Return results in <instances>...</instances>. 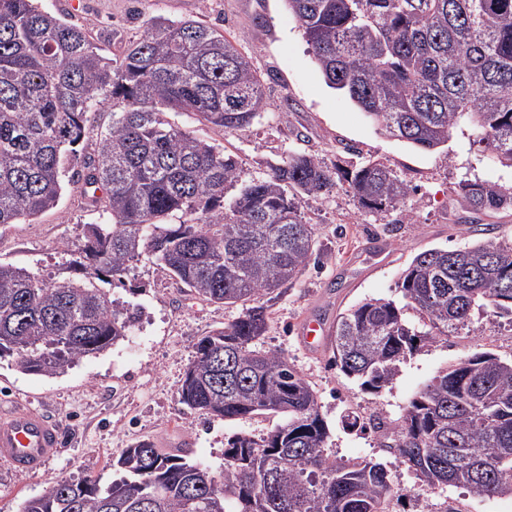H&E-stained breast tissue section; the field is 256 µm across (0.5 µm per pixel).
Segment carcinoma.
Masks as SVG:
<instances>
[{
	"instance_id": "carcinoma-1",
	"label": "carcinoma",
	"mask_w": 512,
	"mask_h": 512,
	"mask_svg": "<svg viewBox=\"0 0 512 512\" xmlns=\"http://www.w3.org/2000/svg\"><path fill=\"white\" fill-rule=\"evenodd\" d=\"M286 2L326 83L384 134L432 151L467 123L512 167V0ZM264 106L248 56L211 25L152 19L112 60L37 0H0V227L57 207L76 164L84 184L102 191L92 202L107 214L87 226L65 278L0 262V358L53 376L124 341L142 311L110 286L145 257L195 296L240 309L196 343L181 403L230 420L283 416L263 437L228 440L219 481L145 442L112 463L110 482L62 478L21 512H382L386 469L330 458L311 384L285 356L254 344L269 328L264 297L281 294L320 255L299 197L324 194L340 177L362 209L382 212L408 206L414 188L381 163L340 176L307 154L241 184L234 156L167 117L194 112L243 130ZM106 107L107 133L96 153L81 154L88 114ZM460 192L475 211L512 206V191L494 184L466 182ZM397 288L401 302L366 299L333 330L334 364L367 391L392 382L415 340L459 333L476 309L512 316V243L422 251ZM408 309L419 325L406 320ZM382 440L430 486L512 495V360L459 359Z\"/></svg>"
}]
</instances>
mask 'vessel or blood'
<instances>
[{
    "label": "vessel or blood",
    "mask_w": 512,
    "mask_h": 512,
    "mask_svg": "<svg viewBox=\"0 0 512 512\" xmlns=\"http://www.w3.org/2000/svg\"><path fill=\"white\" fill-rule=\"evenodd\" d=\"M60 446V427L48 416L31 410L0 416V461L12 471L44 469Z\"/></svg>",
    "instance_id": "b4317fda"
}]
</instances>
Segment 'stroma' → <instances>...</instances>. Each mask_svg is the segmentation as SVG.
<instances>
[{
  "label": "stroma",
  "instance_id": "stroma-1",
  "mask_svg": "<svg viewBox=\"0 0 512 512\" xmlns=\"http://www.w3.org/2000/svg\"><path fill=\"white\" fill-rule=\"evenodd\" d=\"M40 6L81 27L114 59L144 36L147 21L155 17L209 23L235 39L262 80L260 118L246 130L227 132L205 125L192 112H173L169 118L236 157L242 181L265 176L288 154L304 153L345 169L381 162L415 186L407 214L361 212L343 181L329 193L300 199L299 209L316 226L322 250L274 301L259 346L282 353L312 384L330 429L328 455L386 467L392 487L388 512H512L510 495L487 498L427 485L382 447L372 428L342 423L351 413L363 420L375 414L394 426L414 395L461 357L489 351L511 359L512 318L474 312L469 333L420 345L377 393L347 378L332 363L329 348L307 349L298 334L300 322L311 314L331 323L362 299H398L396 283L413 257L434 247L475 243L472 225H490L493 237L512 243V208L476 214L459 194L467 180L510 189L512 169L494 163L465 125L447 146L428 152L381 135L356 105L328 87L284 0H40ZM83 189L79 182L67 186L56 209L0 229V262L46 278L64 275L68 252L81 243L86 225L103 220ZM112 294L140 306L142 320L109 351L53 377L28 374L11 359L0 360V413L30 409L49 415L61 423L64 435L58 454L40 472L19 475L0 464V512H19L25 499L62 477L109 481L112 460L144 441L181 452L218 477L229 439L241 433L259 438L280 423L272 414L225 420L189 410L180 401L196 343L236 317L237 309L196 298L148 261L133 264Z\"/></svg>",
  "mask_w": 512,
  "mask_h": 512
}]
</instances>
